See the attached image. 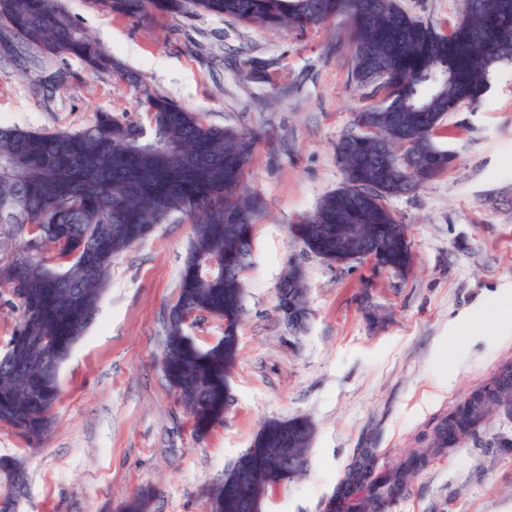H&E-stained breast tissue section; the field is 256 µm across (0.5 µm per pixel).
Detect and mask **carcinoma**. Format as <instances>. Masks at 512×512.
Here are the masks:
<instances>
[{
    "mask_svg": "<svg viewBox=\"0 0 512 512\" xmlns=\"http://www.w3.org/2000/svg\"><path fill=\"white\" fill-rule=\"evenodd\" d=\"M130 16L154 9H189L264 28L315 27L342 20L353 47L352 77L368 90L353 128L339 141L343 186L291 226L310 254L333 263L319 226L367 237L382 268L404 273L413 256L407 225L388 201L444 173L452 155L434 144L446 116L479 106L493 74L512 63V0H465L445 30L408 14L400 0H99ZM5 48L18 43L45 56L69 55L95 70L125 72L75 24L62 0H0ZM149 127L108 112L77 131H41L0 124V238L18 241L0 257V289L20 311L0 356V423L40 439L60 398L59 371L94 319L112 260L180 214L193 235L176 304L166 320L164 371L203 436L224 421L235 342L202 343L184 316L235 320L243 316L245 256L263 204L242 188L255 138L205 124L198 113L148 95L141 102ZM368 131H363V128ZM198 259L220 268L197 274ZM490 404L476 393L456 409L439 435L453 439L481 420ZM297 418L269 420L238 464L250 470L261 495L289 480L268 468L278 429ZM427 459L413 453L386 477L363 454L333 496L334 512H380L403 491ZM364 491L366 495L357 498ZM210 512H239L217 488Z\"/></svg>",
    "mask_w": 512,
    "mask_h": 512,
    "instance_id": "1",
    "label": "carcinoma"
}]
</instances>
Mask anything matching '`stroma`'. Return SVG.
<instances>
[{
  "label": "stroma",
  "mask_w": 512,
  "mask_h": 512,
  "mask_svg": "<svg viewBox=\"0 0 512 512\" xmlns=\"http://www.w3.org/2000/svg\"><path fill=\"white\" fill-rule=\"evenodd\" d=\"M63 2L136 81L68 55L0 47V123L77 130L100 112L140 119V99L163 96L255 135L245 185L265 207L243 273L223 424L195 435L162 364L192 236L176 215L113 261L99 311L60 368L47 436L34 443L0 424V512H121L142 490L148 512H209L211 490L261 425L299 415L314 425L308 467L271 491L262 512H324L364 449L389 469L512 365V321L496 312L498 293L512 290V64L478 108L448 114L450 133L436 140L453 156L447 172L390 200L413 253L401 275L328 264L289 232L343 184L336 145L361 93L341 21L271 29L200 10L138 17L97 0ZM282 71L293 85L285 97L269 81ZM295 268L308 293L296 328L278 308ZM474 311L475 328L463 320ZM16 467L25 485L14 494ZM384 512H512V409L431 457Z\"/></svg>",
  "instance_id": "stroma-1"
}]
</instances>
